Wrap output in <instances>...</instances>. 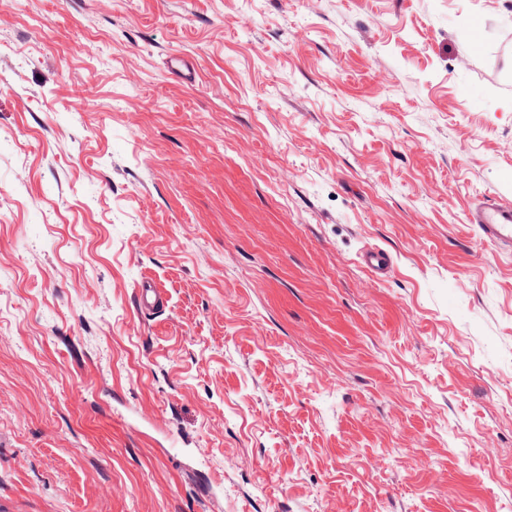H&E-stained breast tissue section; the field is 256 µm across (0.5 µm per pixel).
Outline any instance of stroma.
<instances>
[{
    "label": "stroma",
    "mask_w": 512,
    "mask_h": 512,
    "mask_svg": "<svg viewBox=\"0 0 512 512\" xmlns=\"http://www.w3.org/2000/svg\"><path fill=\"white\" fill-rule=\"evenodd\" d=\"M1 132L0 512H512V0H0ZM470 224H476L482 240L512 251V204L497 199L477 201L471 210ZM360 264L376 279L385 277L390 268V258L379 249H370L360 255Z\"/></svg>",
    "instance_id": "35a3bbf8"
}]
</instances>
